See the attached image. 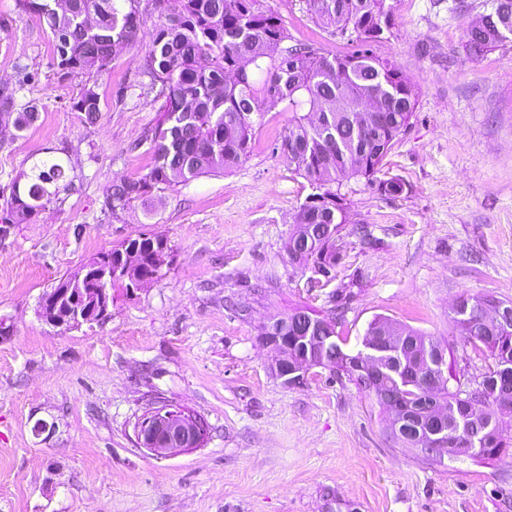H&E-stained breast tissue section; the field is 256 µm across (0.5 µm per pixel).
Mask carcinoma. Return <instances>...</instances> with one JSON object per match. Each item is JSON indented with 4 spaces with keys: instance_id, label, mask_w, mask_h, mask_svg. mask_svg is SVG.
<instances>
[{
    "instance_id": "obj_1",
    "label": "carcinoma",
    "mask_w": 512,
    "mask_h": 512,
    "mask_svg": "<svg viewBox=\"0 0 512 512\" xmlns=\"http://www.w3.org/2000/svg\"><path fill=\"white\" fill-rule=\"evenodd\" d=\"M17 0L50 30L53 65L60 78L92 75L109 68L114 48L132 47L146 24L140 0ZM315 23L355 44L346 55H324L305 43H292L283 19L264 0H155L157 19L141 59L147 81L140 94L164 100L156 125L145 142L152 164L136 178L112 184L110 209L116 215L132 202L151 200L158 192L211 173H222L248 157L255 135L253 116L266 104L281 106L288 123L275 144L296 170L317 189L294 217L304 227L303 243L286 245L289 260L312 267L331 280L336 262L323 259L322 237L345 223L343 195L332 189L342 179L362 177L388 195L404 190L402 181L386 186L378 178L383 161L410 125L418 89L373 47L391 27L388 0H302ZM512 42V0L498 8L484 5L465 33L464 49L472 60ZM72 110L94 123L100 112L95 85L84 84ZM38 119L37 107L16 113L15 128L24 131ZM73 167L56 156L35 160L11 184L6 224H22L59 200L72 184ZM172 247L166 240L140 235L108 251L112 255L110 287L130 288L139 280L162 276ZM485 295H463L453 307L452 322L465 346L485 350L493 365L474 380L482 400H466L468 390L434 388L436 364L449 344L437 336L398 326L402 345L382 343L394 321L374 317L350 345L341 335L340 316H319L296 309L281 317L275 335L288 337V354L307 366L311 346L301 325L323 322L325 337L319 366L346 378L372 395L393 415L392 439L428 457L468 456L489 460L512 443L504 437L495 410L512 411V301H499L500 314H484ZM336 339H331V336ZM443 416L439 440L429 435L432 415Z\"/></svg>"
}]
</instances>
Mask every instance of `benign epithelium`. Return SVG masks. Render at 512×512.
I'll return each mask as SVG.
<instances>
[{
    "mask_svg": "<svg viewBox=\"0 0 512 512\" xmlns=\"http://www.w3.org/2000/svg\"><path fill=\"white\" fill-rule=\"evenodd\" d=\"M85 277L103 281L111 277L112 267L108 256L99 257L83 268ZM97 311L91 312L88 297H68L63 288L51 289V297L39 302V316L54 327H77L102 319L108 314L106 289L96 290L94 297ZM265 344L277 353L273 367L275 375L288 385L297 380L296 365L288 357V348L278 336L263 337ZM208 432L206 420L195 413L158 400L150 403L134 425L135 443L157 458L172 456L201 446Z\"/></svg>",
    "mask_w": 512,
    "mask_h": 512,
    "instance_id": "benign-epithelium-1",
    "label": "benign epithelium"
}]
</instances>
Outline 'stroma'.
Wrapping results in <instances>:
<instances>
[{"mask_svg": "<svg viewBox=\"0 0 512 512\" xmlns=\"http://www.w3.org/2000/svg\"><path fill=\"white\" fill-rule=\"evenodd\" d=\"M375 47L419 89L416 112L383 161L397 197L343 179L347 203L333 280L289 263L285 244L311 194L276 152L287 113L264 107L245 161L112 215V185L146 173L137 142L160 101L140 95L150 31L95 75L96 123L71 103L38 16L0 0V92L39 118L19 132L0 111V218L13 179L53 152L78 174L35 221L0 231V512H327L325 492L358 512H512V448L437 463L396 446L375 399L313 366L283 384L263 325L295 309L362 335L378 315L447 336L464 294L512 300V43L478 61L464 35L482 0H389ZM295 41L343 55L302 0H265ZM34 79L20 84L19 66ZM141 234L168 239L161 278L112 291L99 322L44 323L42 295L63 275ZM164 398L203 416L201 447L157 458L133 423Z\"/></svg>", "mask_w": 512, "mask_h": 512, "instance_id": "obj_1", "label": "stroma"}]
</instances>
